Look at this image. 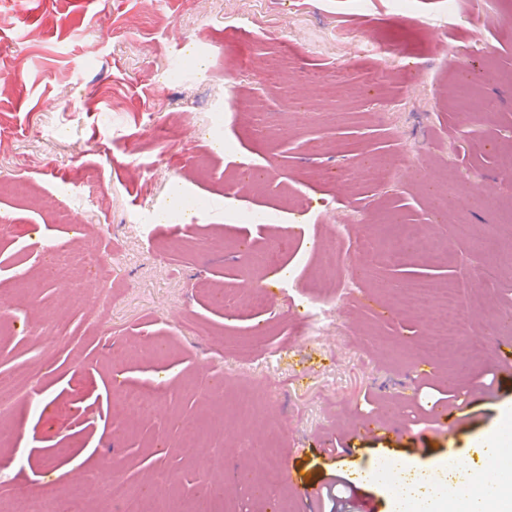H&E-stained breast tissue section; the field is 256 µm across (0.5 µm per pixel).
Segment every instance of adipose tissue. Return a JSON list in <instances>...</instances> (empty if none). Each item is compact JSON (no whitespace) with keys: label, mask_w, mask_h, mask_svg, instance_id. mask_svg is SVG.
I'll return each instance as SVG.
<instances>
[{"label":"adipose tissue","mask_w":512,"mask_h":512,"mask_svg":"<svg viewBox=\"0 0 512 512\" xmlns=\"http://www.w3.org/2000/svg\"><path fill=\"white\" fill-rule=\"evenodd\" d=\"M483 455V466L462 465L452 482L442 481L421 492L407 487L400 476L384 481L392 512H512V430L490 434ZM492 473L500 483L488 494L484 486Z\"/></svg>","instance_id":"1"}]
</instances>
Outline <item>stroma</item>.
<instances>
[{
    "label": "stroma",
    "instance_id": "stroma-1",
    "mask_svg": "<svg viewBox=\"0 0 512 512\" xmlns=\"http://www.w3.org/2000/svg\"><path fill=\"white\" fill-rule=\"evenodd\" d=\"M511 152L512 0H0V512L62 498L76 457L93 512L117 472L173 504L206 465L212 512H330L304 487L382 455L482 463L512 408ZM467 183L499 209L458 208ZM405 231L417 253L364 264L359 237ZM476 275L434 351L409 287ZM259 282L285 293L249 308ZM123 386L156 410H114Z\"/></svg>",
    "mask_w": 512,
    "mask_h": 512
}]
</instances>
